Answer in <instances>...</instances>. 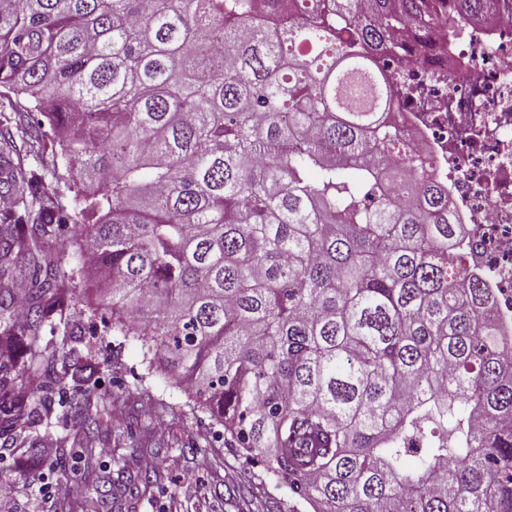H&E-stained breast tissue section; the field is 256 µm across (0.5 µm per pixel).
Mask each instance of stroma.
<instances>
[{
	"instance_id": "35a3bbf8",
	"label": "stroma",
	"mask_w": 512,
	"mask_h": 512,
	"mask_svg": "<svg viewBox=\"0 0 512 512\" xmlns=\"http://www.w3.org/2000/svg\"><path fill=\"white\" fill-rule=\"evenodd\" d=\"M80 335L68 338L58 317L37 343L92 353L98 380L82 385L58 375L62 401L41 410L31 428L15 433L0 422V512H312L262 466L225 447L224 428L196 408L171 376L150 364L134 336L102 324L93 296L75 304ZM100 419V428L88 418ZM159 480L144 487L140 473ZM68 477L77 497L60 502L40 494Z\"/></svg>"
}]
</instances>
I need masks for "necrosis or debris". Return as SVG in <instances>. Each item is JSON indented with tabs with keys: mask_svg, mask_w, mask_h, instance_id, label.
Listing matches in <instances>:
<instances>
[{
	"mask_svg": "<svg viewBox=\"0 0 512 512\" xmlns=\"http://www.w3.org/2000/svg\"><path fill=\"white\" fill-rule=\"evenodd\" d=\"M414 53L383 66L399 110L404 148L448 187L472 264L493 293L491 313L512 336V0L468 19L462 35L430 34Z\"/></svg>",
	"mask_w": 512,
	"mask_h": 512,
	"instance_id": "4bbe7bcc",
	"label": "necrosis or debris"
}]
</instances>
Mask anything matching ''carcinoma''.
Instances as JSON below:
<instances>
[{
	"label": "carcinoma",
	"instance_id": "1",
	"mask_svg": "<svg viewBox=\"0 0 512 512\" xmlns=\"http://www.w3.org/2000/svg\"><path fill=\"white\" fill-rule=\"evenodd\" d=\"M453 2L0 0V308L34 269L0 322L16 379L53 378L35 338L93 288L313 512H512V354L375 62L498 0ZM48 149L75 209L31 166ZM55 224L86 229L87 271Z\"/></svg>",
	"mask_w": 512,
	"mask_h": 512
}]
</instances>
